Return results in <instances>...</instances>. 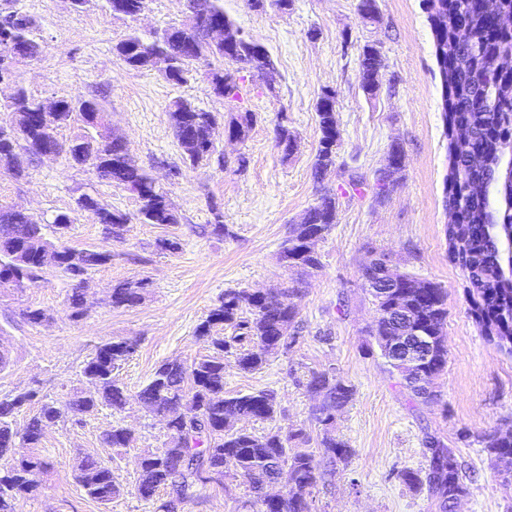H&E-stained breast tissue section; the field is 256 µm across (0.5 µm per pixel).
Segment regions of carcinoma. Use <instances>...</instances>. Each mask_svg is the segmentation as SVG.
<instances>
[{"label":"carcinoma","instance_id":"obj_1","mask_svg":"<svg viewBox=\"0 0 512 512\" xmlns=\"http://www.w3.org/2000/svg\"><path fill=\"white\" fill-rule=\"evenodd\" d=\"M112 16L137 19L147 0H104ZM457 27L434 34L436 49L444 63L468 58L465 65L445 67L448 124L465 128L467 136H448V177L446 204L458 210L453 227L445 230L448 244H459L461 270L469 283L471 312L487 341L512 356V279L504 275L502 250L506 246L500 229L512 225V206L500 210L490 206L487 197L472 193L476 181L487 184L501 179L499 164L505 157L504 146L512 138V86L502 74L490 67L497 52L512 50V32L493 36L494 19L479 11L478 0H456L451 4ZM238 34L229 45L213 44L209 28L214 25ZM36 21L30 15L0 8V68L5 60L22 55L38 57L41 44L36 41ZM116 57L128 68L157 70L166 80L186 82L193 65L208 67L210 91L228 102L239 97L238 73L247 66L258 73L273 69L268 50L245 36L224 14L222 0H189L184 23L170 26L146 41L131 29L112 46ZM384 67L380 47L367 44L360 55L361 87L374 96L379 90L376 77ZM54 121L41 120L40 100L22 86L0 112L8 122L0 123V165L19 179L24 168L19 151L36 155L43 144L57 146L75 165L86 166L97 175L132 193L139 202L138 218L143 224H176L178 216L168 194L157 189L148 173L130 158L122 138L103 140L94 134L104 123L106 113L95 98L63 97L57 100ZM320 131L319 147L313 164V179L322 183L336 170V149L341 132L336 123V92L325 90L317 102ZM183 162L191 166H226L224 152L211 139L217 117L192 102L177 98L166 108ZM255 121L254 113L230 112L224 133L243 140ZM81 123L82 132L61 142L57 130ZM276 146L284 155L294 149L295 135L281 116L275 128ZM405 155L400 145L388 154L387 173L402 170ZM77 209L93 213L98 223L107 225L108 235L121 238L127 218L113 212L89 195L77 199ZM336 223V197L326 191L308 209L303 221L294 224L280 245L278 256L288 255L290 269H317L320 261L312 237L323 238ZM108 251L77 250L58 246L46 238L33 216L15 208H0V294L18 293L36 282L51 266L69 280L79 282L92 269L108 262ZM399 287L385 295L370 293L377 317L367 331L366 351L380 357L390 372L397 374L413 396L431 399L434 394L419 385V373L439 376L448 365V351L437 346L431 358L419 366L412 359L397 358L390 351V340L403 329H418L438 339L445 337L448 315L447 290L431 281H417L410 274H394ZM142 281L119 283L112 287L109 303L114 308L135 307L144 299ZM298 289L280 292L227 289L218 303L198 325L197 335L208 340L211 353L191 362L172 359L159 363L150 380L136 394L137 401L155 416L165 420L166 439L162 446L139 455L138 476L134 485L140 500L152 504L159 492L167 500L159 512H174L177 504L203 496L209 486H224L227 475L241 478L249 487L250 503L256 512H314L311 489L335 473L337 463H346L352 449L342 439L326 435L316 451H296L310 436L303 427L270 430L257 436L246 428H233L237 421L273 420L280 412L272 390L227 395L224 393V355L234 356L238 369L249 373L260 370L270 358L288 350L299 334L298 309L292 297ZM70 317L79 320L86 314L84 296L78 287L67 296ZM16 317L30 326L47 321L44 310L25 306ZM136 342L130 339L104 341L97 345L82 368L86 387L73 390L65 400L43 399L37 411L22 427L15 416L37 397L31 391L0 397V460L11 456L13 462L0 464V512H17L19 502L39 487L38 477L47 472L48 463L37 452L46 427L71 418L86 417L101 407L122 412L129 401L124 386L114 378L115 369L134 353ZM309 391L320 393L322 400L313 411L315 421L329 431L342 410L353 398V387L330 371H313L306 382ZM135 441L130 429L110 425L103 433L109 448H131ZM484 451L492 459L512 456V429L497 430L483 436ZM29 448L31 453L15 457V449ZM423 447L429 450L427 466L421 471L404 470L401 481L410 489L426 490L439 512H450L451 501L468 495L469 487L461 474L456 449L444 440L428 435ZM288 478V499L276 502L265 490ZM76 481L90 499L109 505L124 492L112 477V466L85 456L74 465Z\"/></svg>","mask_w":512,"mask_h":512}]
</instances>
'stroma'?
Listing matches in <instances>:
<instances>
[{"label": "stroma", "instance_id": "1", "mask_svg": "<svg viewBox=\"0 0 512 512\" xmlns=\"http://www.w3.org/2000/svg\"><path fill=\"white\" fill-rule=\"evenodd\" d=\"M10 5L36 18L43 48L39 58L15 59L14 83L43 100L98 97L107 114L102 136L122 137L180 215L176 224L140 223L134 195L62 156L32 159L21 179L0 166L1 207L28 210L50 239L53 218L69 214L74 222L65 244L112 254L87 276L88 314L82 320L70 319L71 285L52 268L22 294L0 296V348L12 360L0 372V396L34 388L40 396L63 399L81 386L83 363L98 343L139 341L116 373L131 396L124 411L103 409L78 423L50 426L42 440L50 468L20 512H157L132 488L140 450L161 446L165 428L138 403L136 392L161 361L209 354L196 327L224 290L277 291L295 283L301 288L295 299L296 342L251 373L226 358L224 390H273L279 414L251 423V430L261 435L274 427L303 426L316 441L323 431L312 416L318 398L306 388L309 373L327 370L353 386L352 400L332 426L353 455L348 464L337 465L331 481L313 489L315 512H439L427 492L409 489L398 478L401 471L426 467L423 439L429 434L457 450L470 487L458 512H512V486L481 444L485 433L512 426V356L482 335L471 314L468 283L448 257V139L434 34L422 0H377L373 21L360 17L358 0H293L285 13L223 0L225 14L269 50L274 64L268 76L240 71V95L233 103L208 94L204 66H194L187 83L175 85L158 71L127 69L112 53L130 28L149 39L180 24L188 14L187 0H149L133 23L112 16L102 0H88L79 11L68 0H11ZM368 43L378 44L385 58L372 97L361 88L359 66ZM329 89L336 93L341 141L335 171L318 185L312 178L320 137L316 103ZM177 97L217 115L214 139L228 160L225 170L188 166L179 178L168 177L166 166L179 161L180 148L165 108ZM232 109L256 116L241 142H228L224 135L222 119ZM282 114L296 136L288 156L274 141ZM396 143L404 148L405 164L383 194L379 184ZM324 189L336 196L337 221L316 244L321 266L310 272L287 269L278 260L279 247ZM84 194L127 216L121 240L107 239L92 213L78 211L76 200ZM216 209L227 227L221 237L209 232ZM165 238L179 241L178 252L158 248ZM373 251L385 253L414 279L448 290V367L435 381L433 401L413 398L380 358L365 352L376 311L361 266ZM141 279L148 287L140 305L109 304L114 285ZM22 304L44 309L49 321L33 327L20 322L15 312ZM116 422L134 432L135 447L104 446L101 435ZM86 455L109 461L124 487L112 504L90 500L74 479L73 460ZM248 499L246 485L230 479L225 487L186 501L178 512H250Z\"/></svg>", "mask_w": 512, "mask_h": 512}]
</instances>
